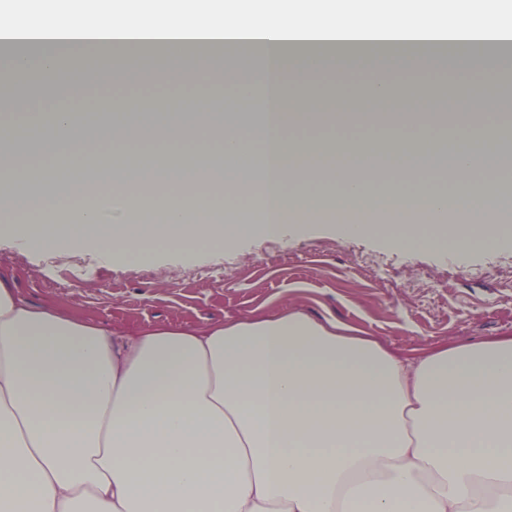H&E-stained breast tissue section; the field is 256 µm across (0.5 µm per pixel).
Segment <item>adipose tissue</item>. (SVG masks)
Here are the masks:
<instances>
[{"mask_svg": "<svg viewBox=\"0 0 512 512\" xmlns=\"http://www.w3.org/2000/svg\"><path fill=\"white\" fill-rule=\"evenodd\" d=\"M253 0L233 12L208 5L177 12L165 34L138 40L131 58L166 52L164 75L180 81L186 58L212 69L226 49L227 24L258 23L253 49L259 80L243 78L235 95L262 83L265 108L255 125L220 113L193 112L164 121L103 122L90 128L71 112L33 121L29 134L49 156L82 161L109 146L166 142L176 150L166 166L142 180L170 186L191 181L217 192L242 179L257 189V212L224 226L190 218L169 206L160 223L144 224L126 208L112 228L98 230V205H83V178L61 187L47 165L43 187L19 195L21 165L0 158L12 180L0 181V201L19 221L7 232L35 249L95 246L108 259H147L154 249H234L242 235H284L295 220L316 224L339 215L344 238L379 234L398 249L428 246L466 252L500 244L512 227L496 172L499 128L481 127L484 151L448 165L423 164L433 152V117L417 115L411 131L357 144L340 137L288 136L289 102L305 96L321 71L369 70L374 97H386L392 76L425 82L439 69L467 79L502 73L492 35L512 30L493 10L452 17V45L413 40L391 30L400 17L420 30L439 28L432 0L409 9L370 12L348 0L358 33L339 32L336 13H288L284 0ZM145 21L142 0L121 11L79 9L62 22L66 38L0 59V75L52 74L67 61L122 59L112 28ZM249 157L260 145L258 170L209 163L213 144ZM447 170V194L368 197L365 186L388 172L407 177ZM335 180L341 195L291 196L288 180ZM67 207L65 226L37 221L39 212ZM512 512V336L443 343L403 354L346 323L288 310L200 327L155 326L134 332L70 318L22 299L0 277V512Z\"/></svg>", "mask_w": 512, "mask_h": 512, "instance_id": "obj_1", "label": "adipose tissue"}]
</instances>
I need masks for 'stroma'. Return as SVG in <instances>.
<instances>
[{"label": "stroma", "instance_id": "obj_1", "mask_svg": "<svg viewBox=\"0 0 512 512\" xmlns=\"http://www.w3.org/2000/svg\"><path fill=\"white\" fill-rule=\"evenodd\" d=\"M208 80V74L195 73L174 83L157 69L116 80L100 71L90 81V95L76 100H92L105 113L113 102L131 106L142 100L194 98L199 84ZM494 83L492 76L477 74L464 84L440 70L416 97L404 96L406 83L399 80L387 102L376 103L365 75L346 79L327 71L299 109L318 113L334 103L344 118L326 123L327 134L350 131L362 138L403 127L414 110L436 113L435 103L441 100L447 117L438 127L453 133L460 129L459 100L470 87ZM78 262L90 267L89 276L74 277ZM0 276L35 306L130 330L294 309L315 319L345 322L397 350L512 335V245L463 254L398 250L375 235L342 238L322 223L279 238L255 233L231 251L163 252L127 262L107 261L89 245L73 251L28 250L1 235Z\"/></svg>", "mask_w": 512, "mask_h": 512}]
</instances>
